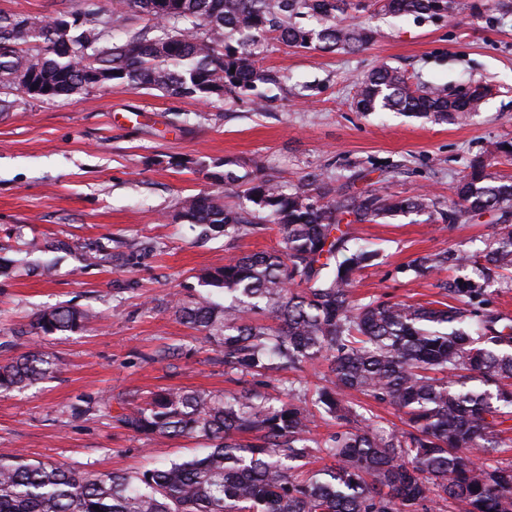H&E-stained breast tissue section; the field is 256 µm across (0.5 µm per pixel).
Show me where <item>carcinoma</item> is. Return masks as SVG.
Masks as SVG:
<instances>
[{
    "label": "carcinoma",
    "instance_id": "obj_1",
    "mask_svg": "<svg viewBox=\"0 0 512 512\" xmlns=\"http://www.w3.org/2000/svg\"><path fill=\"white\" fill-rule=\"evenodd\" d=\"M144 29L119 44L108 41L109 20L98 9L70 12V55L51 46L54 18L0 14V87L23 98L19 75L48 88L44 98L72 95L97 84L157 90L205 99L249 95L278 77L256 67L266 40L295 48L355 50L372 39L339 16L360 0H128ZM387 14L449 18L455 0H374ZM59 14V17L66 16ZM318 27L307 29L300 19ZM482 92L437 86L412 88L397 69L380 66L358 82L356 109L392 110L434 122L477 112ZM244 192L260 224H276L279 249L243 254L200 276L211 293L176 302V312L224 355V369L264 383L270 373L328 363L330 377L314 388L312 407L287 399L272 405L252 390L224 395L162 390L144 406L113 419L149 438L197 437L208 451L136 476L79 473L0 455V512H512V463L478 464L500 448L497 425L512 418V324L482 307L485 289L465 279L458 304L427 305L353 299L354 274L373 254L348 247L340 224L436 206L425 195L398 198L350 193L327 183L289 190L254 178ZM457 201L441 213L492 211L501 224L483 255L512 273V178L476 163L458 185ZM181 216L212 231L235 234L249 223L220 195L181 201ZM88 311L56 307L35 329L72 331ZM57 370L46 353L30 352L0 365V389L25 390ZM359 392L404 416L385 431L353 407ZM336 422L323 442L309 438L315 418ZM323 453L329 463L301 478L297 463Z\"/></svg>",
    "mask_w": 512,
    "mask_h": 512
}]
</instances>
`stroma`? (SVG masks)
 <instances>
[{
  "instance_id": "1",
  "label": "stroma",
  "mask_w": 512,
  "mask_h": 512,
  "mask_svg": "<svg viewBox=\"0 0 512 512\" xmlns=\"http://www.w3.org/2000/svg\"><path fill=\"white\" fill-rule=\"evenodd\" d=\"M475 2L457 0L450 20L350 12L346 23L376 32L354 53L268 40L258 64L286 81L260 85L259 105L95 86L1 110L0 364L40 350L58 372L0 392V454L125 475L204 454L203 439L150 440L113 417L164 389L253 385L225 372L214 344L171 304L200 292L203 269L281 243L273 224L227 236L180 217L181 199L214 191L210 175L224 167L291 189L316 175L354 193L430 195L435 212L345 225L350 248L374 254L356 275L358 299L424 304L441 299L443 284L481 280L451 262L415 268L423 256L480 253L496 233L490 213L453 223L438 215L474 163L512 177V154L500 150L512 144V0L479 11ZM94 6L121 30L145 25L125 0H0V14L41 20ZM383 65L413 86L481 85L487 95L480 111L445 123L356 111L358 80ZM58 305L94 317L82 331L35 334L37 315ZM173 344L182 355L161 358Z\"/></svg>"
}]
</instances>
